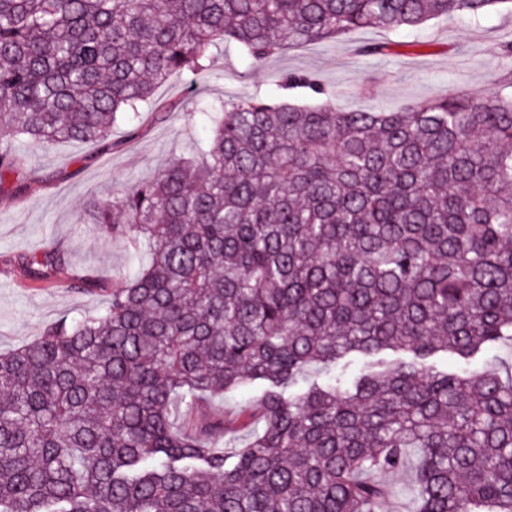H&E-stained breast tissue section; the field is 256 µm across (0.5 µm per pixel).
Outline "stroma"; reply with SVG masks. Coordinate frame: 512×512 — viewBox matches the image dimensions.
<instances>
[{
    "label": "stroma",
    "mask_w": 512,
    "mask_h": 512,
    "mask_svg": "<svg viewBox=\"0 0 512 512\" xmlns=\"http://www.w3.org/2000/svg\"><path fill=\"white\" fill-rule=\"evenodd\" d=\"M370 43L384 44L385 53L361 55L359 46ZM509 43L512 16L490 11L476 19H434L418 29H363L260 64L227 44L214 49L210 72L159 85L142 106L149 117L137 132L117 123L109 151L72 141L25 146L27 168L34 173L25 190L16 191L13 174L0 183V351L35 340L61 317L101 307L103 295L70 288L71 275L96 274L107 289L126 278L130 244L113 236L108 225L88 223L87 204L206 142L211 131L198 101L258 96L302 105L328 100L346 111H392L445 92L512 95V57L500 53ZM291 74L314 76L321 93L281 89L280 80ZM47 247L61 250L68 267L50 283L33 282L16 258Z\"/></svg>",
    "instance_id": "stroma-1"
}]
</instances>
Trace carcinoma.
Here are the masks:
<instances>
[{"mask_svg": "<svg viewBox=\"0 0 512 512\" xmlns=\"http://www.w3.org/2000/svg\"><path fill=\"white\" fill-rule=\"evenodd\" d=\"M512 0H0L12 139L109 146L156 85L236 44L396 31ZM286 89L320 92L308 76ZM212 135L92 203L149 252L93 316L0 352V512H512V379L437 370L512 341V97L395 111L205 100ZM29 277L58 250L20 257ZM387 351L408 357L387 361ZM350 357L373 360L336 379ZM259 386L234 417L207 408ZM415 456L410 458L406 467L387 479L394 490V495L386 506L385 512H409L412 510V503L407 495V487L413 475Z\"/></svg>", "mask_w": 512, "mask_h": 512, "instance_id": "carcinoma-1", "label": "carcinoma"}]
</instances>
